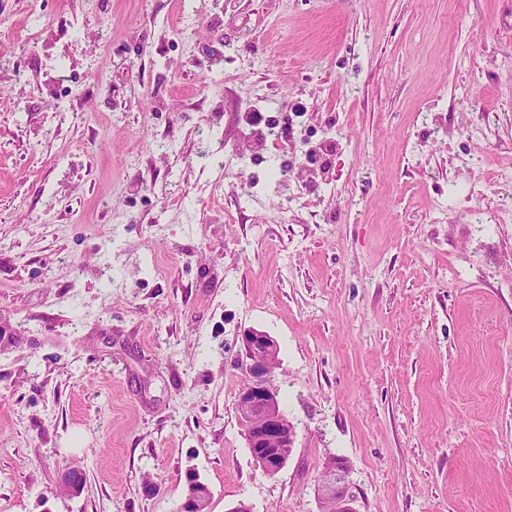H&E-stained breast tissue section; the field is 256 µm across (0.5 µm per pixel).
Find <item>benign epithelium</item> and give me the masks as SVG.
Segmentation results:
<instances>
[{"label": "benign epithelium", "instance_id": "benign-epithelium-1", "mask_svg": "<svg viewBox=\"0 0 512 512\" xmlns=\"http://www.w3.org/2000/svg\"><path fill=\"white\" fill-rule=\"evenodd\" d=\"M245 360L241 368L247 374V383L238 395L237 409L247 426V444L258 448L253 460L267 475L277 474L287 463L285 448L295 441L293 425L280 407L273 374L278 363L279 346L262 331L249 330L242 336ZM348 465L340 458L328 460L318 485L320 503L329 502L334 512H355L347 483ZM210 490L197 487L189 493L183 507L192 512H207Z\"/></svg>", "mask_w": 512, "mask_h": 512}]
</instances>
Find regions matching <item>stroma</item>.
Listing matches in <instances>:
<instances>
[{
  "label": "stroma",
  "mask_w": 512,
  "mask_h": 512,
  "mask_svg": "<svg viewBox=\"0 0 512 512\" xmlns=\"http://www.w3.org/2000/svg\"><path fill=\"white\" fill-rule=\"evenodd\" d=\"M271 98L282 159L337 128L303 202L201 192ZM508 173L512 0H0V512H181L190 469L210 512H320L333 457L355 512H512ZM242 343L245 361L240 365L248 380L238 395L237 409L247 426L248 447L262 449L255 452L253 460L272 476L287 463L286 454L292 452L295 441L294 427L281 410L278 390L273 384L279 346L271 336L257 330L245 332Z\"/></svg>",
  "instance_id": "stroma-1"
}]
</instances>
